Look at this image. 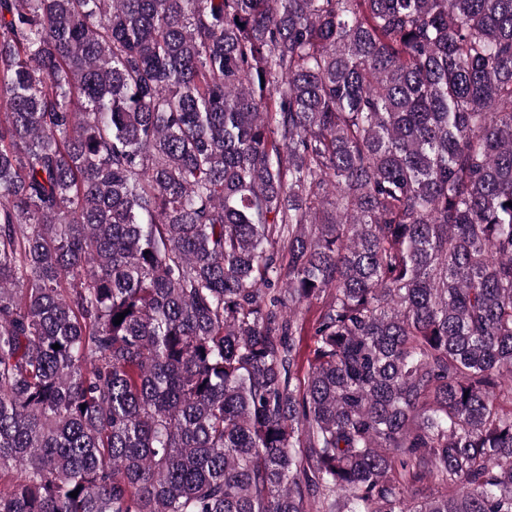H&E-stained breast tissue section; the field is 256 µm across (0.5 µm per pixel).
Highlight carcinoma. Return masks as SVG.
<instances>
[{
  "label": "carcinoma",
  "mask_w": 512,
  "mask_h": 512,
  "mask_svg": "<svg viewBox=\"0 0 512 512\" xmlns=\"http://www.w3.org/2000/svg\"><path fill=\"white\" fill-rule=\"evenodd\" d=\"M506 406L512 0H0V512H512Z\"/></svg>",
  "instance_id": "1"
}]
</instances>
